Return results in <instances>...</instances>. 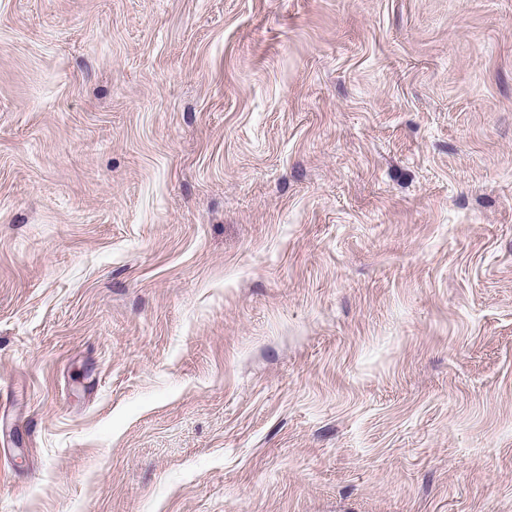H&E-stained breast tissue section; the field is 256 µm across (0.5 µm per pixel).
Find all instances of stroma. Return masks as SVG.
I'll return each instance as SVG.
<instances>
[{
	"label": "stroma",
	"instance_id": "35a3bbf8",
	"mask_svg": "<svg viewBox=\"0 0 512 512\" xmlns=\"http://www.w3.org/2000/svg\"><path fill=\"white\" fill-rule=\"evenodd\" d=\"M0 512H512V0H0Z\"/></svg>",
	"mask_w": 512,
	"mask_h": 512
}]
</instances>
